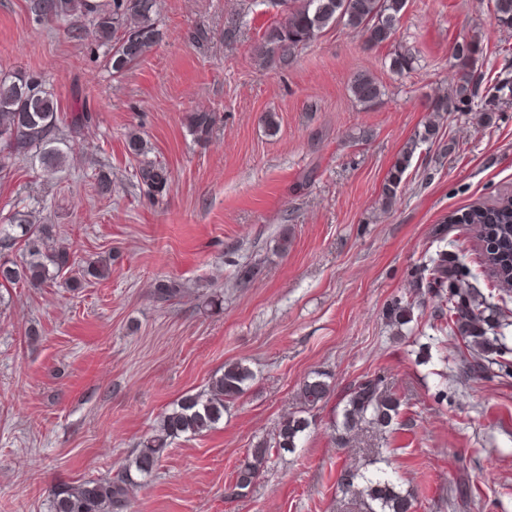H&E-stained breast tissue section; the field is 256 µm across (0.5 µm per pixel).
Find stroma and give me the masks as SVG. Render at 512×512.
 Returning <instances> with one entry per match:
<instances>
[{
	"label": "stroma",
	"instance_id": "stroma-1",
	"mask_svg": "<svg viewBox=\"0 0 512 512\" xmlns=\"http://www.w3.org/2000/svg\"><path fill=\"white\" fill-rule=\"evenodd\" d=\"M31 4L0 0V72L42 80L76 151L52 176L26 160L1 175L0 218L53 225L76 265L51 287L0 288V512H50L54 486L112 476L164 412L236 361L255 380L215 428L175 439L156 474L130 485L129 512H364L338 478L371 467L376 448L415 512H512V377L465 380L461 343L423 336L437 297L413 312L419 335L383 318L438 237L477 261L481 242L452 212L512 196V29L495 25L491 0H408L385 44L332 28L287 68L255 54L279 17L271 0H161L160 42L118 78L104 46L37 20ZM475 33L473 105L439 119L383 208L389 169L457 83L455 48ZM398 51L410 70L392 68ZM361 71L384 91L369 109L349 91ZM85 109L92 123L74 127ZM201 111L217 117L204 140L187 124ZM133 132L144 158L127 152ZM144 160L169 170L164 195L141 185ZM100 257L109 275L73 286ZM169 281L181 292L158 305ZM211 296L221 308L204 309ZM314 371L330 374L329 397L295 452L274 449ZM375 373L401 402L398 422L386 439L362 431L339 445L349 388ZM261 443L259 477L233 495Z\"/></svg>",
	"mask_w": 512,
	"mask_h": 512
}]
</instances>
